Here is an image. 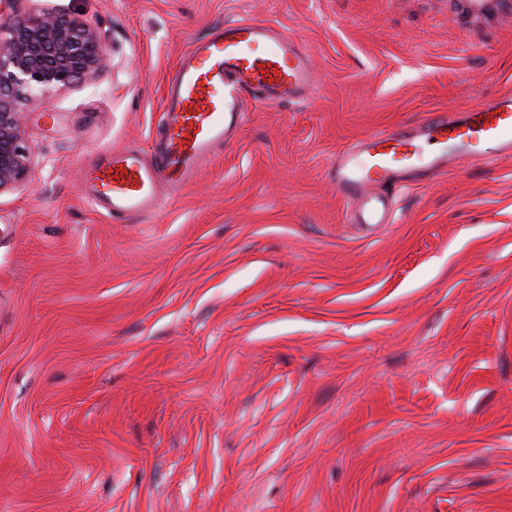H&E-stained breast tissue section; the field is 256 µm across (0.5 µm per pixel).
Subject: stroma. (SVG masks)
I'll return each mask as SVG.
<instances>
[{
  "instance_id": "1",
  "label": "stroma",
  "mask_w": 512,
  "mask_h": 512,
  "mask_svg": "<svg viewBox=\"0 0 512 512\" xmlns=\"http://www.w3.org/2000/svg\"><path fill=\"white\" fill-rule=\"evenodd\" d=\"M91 21L96 84L30 101L0 192V512H512V157L388 192L348 224L328 168L373 130L512 93L484 0H27ZM278 24L312 94L245 123L146 218L87 200L154 160L177 57Z\"/></svg>"
}]
</instances>
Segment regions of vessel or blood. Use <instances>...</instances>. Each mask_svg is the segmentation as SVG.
<instances>
[{"mask_svg":"<svg viewBox=\"0 0 512 512\" xmlns=\"http://www.w3.org/2000/svg\"><path fill=\"white\" fill-rule=\"evenodd\" d=\"M314 68L303 44L280 27L250 18L224 22L194 39L179 57L163 94V126L154 163L133 150L108 152L85 174L92 204L115 216H146L161 206V189L176 195L192 185L214 153L245 120L243 103L258 93L272 103L305 98ZM512 155V94L490 105L439 116L418 128L380 129L337 152L336 190L354 224H383L388 202L380 187L426 175L473 152V141Z\"/></svg>","mask_w":512,"mask_h":512,"instance_id":"b4317fda","label":"vessel or blood"}]
</instances>
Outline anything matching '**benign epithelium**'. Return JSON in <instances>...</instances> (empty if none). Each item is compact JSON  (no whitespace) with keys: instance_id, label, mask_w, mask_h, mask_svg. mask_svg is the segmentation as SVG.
Listing matches in <instances>:
<instances>
[{"instance_id":"benign-epithelium-1","label":"benign epithelium","mask_w":512,"mask_h":512,"mask_svg":"<svg viewBox=\"0 0 512 512\" xmlns=\"http://www.w3.org/2000/svg\"><path fill=\"white\" fill-rule=\"evenodd\" d=\"M104 62L100 33L76 14L33 10L0 21V192L30 175L25 102L96 81Z\"/></svg>"}]
</instances>
